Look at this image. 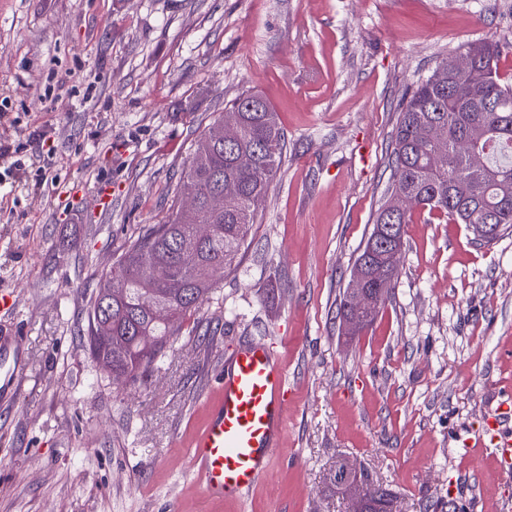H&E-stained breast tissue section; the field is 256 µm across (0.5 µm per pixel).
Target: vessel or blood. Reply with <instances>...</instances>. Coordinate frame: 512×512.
<instances>
[{
	"label": "vessel or blood",
	"instance_id": "b4317fda",
	"mask_svg": "<svg viewBox=\"0 0 512 512\" xmlns=\"http://www.w3.org/2000/svg\"><path fill=\"white\" fill-rule=\"evenodd\" d=\"M18 336L0 331V399H13L24 375ZM221 396L192 446L191 463L212 499L239 500L268 472L282 431L288 386L283 367L261 341L240 346L221 379ZM512 414L489 419L473 443L490 448L502 471L512 470Z\"/></svg>",
	"mask_w": 512,
	"mask_h": 512
}]
</instances>
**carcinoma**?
<instances>
[{
  "label": "carcinoma",
  "instance_id": "1",
  "mask_svg": "<svg viewBox=\"0 0 512 512\" xmlns=\"http://www.w3.org/2000/svg\"><path fill=\"white\" fill-rule=\"evenodd\" d=\"M500 54L499 43H487V53L463 80L451 70L452 58L443 59L403 105L392 140L387 199L356 259L358 265L368 261L365 286L380 305L397 275V267L387 266L382 255L403 247L412 208L466 224L481 242L512 230V84L501 79ZM224 116L238 124L239 137L224 145L202 138L181 180V194L193 197L196 209H177L131 242L106 274L116 288L112 307L100 309L97 293L90 298L89 349L93 358L105 360L114 384L137 378L173 348L179 321L208 298L215 275L235 261L281 170L285 135L266 99L243 92L228 102ZM474 136L487 149L479 177L469 172L464 149ZM226 182L237 186L238 203L213 211L208 198ZM401 196L412 203L388 214ZM199 224L210 226L207 236L198 235ZM157 306L170 308L171 317L156 319ZM102 323L112 330L107 340L97 339ZM144 336L154 337L153 348L142 343ZM390 504V494L379 487L364 512H390Z\"/></svg>",
  "mask_w": 512,
  "mask_h": 512
}]
</instances>
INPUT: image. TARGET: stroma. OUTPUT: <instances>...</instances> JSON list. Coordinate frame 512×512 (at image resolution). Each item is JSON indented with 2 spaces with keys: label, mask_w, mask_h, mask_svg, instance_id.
Listing matches in <instances>:
<instances>
[{
  "label": "stroma",
  "mask_w": 512,
  "mask_h": 512,
  "mask_svg": "<svg viewBox=\"0 0 512 512\" xmlns=\"http://www.w3.org/2000/svg\"><path fill=\"white\" fill-rule=\"evenodd\" d=\"M478 42L512 82V0H0V141L26 163L0 176V328L27 363L0 408V512H352L343 464L395 512H512V475L463 445L512 396V232L483 244L415 209L374 322L350 336L338 316L405 95ZM244 91L278 114L281 170L173 351L114 385L88 301ZM260 339L288 380L283 437L243 501L217 502L193 437L225 358Z\"/></svg>",
  "instance_id": "obj_1"
}]
</instances>
